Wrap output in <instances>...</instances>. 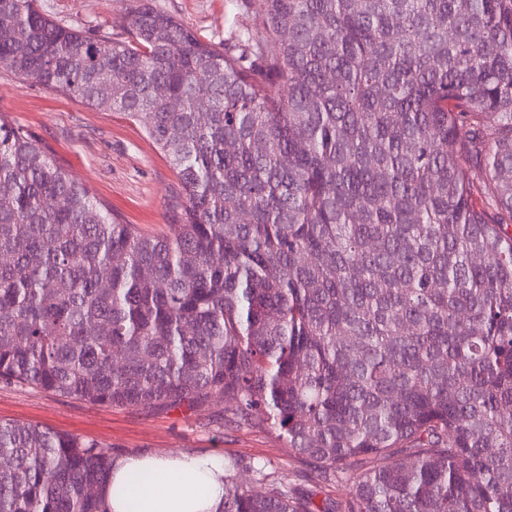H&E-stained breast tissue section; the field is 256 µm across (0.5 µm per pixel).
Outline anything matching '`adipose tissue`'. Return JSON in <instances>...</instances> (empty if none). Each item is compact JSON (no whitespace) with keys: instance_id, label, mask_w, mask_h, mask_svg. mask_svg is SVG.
<instances>
[{"instance_id":"obj_1","label":"adipose tissue","mask_w":512,"mask_h":512,"mask_svg":"<svg viewBox=\"0 0 512 512\" xmlns=\"http://www.w3.org/2000/svg\"><path fill=\"white\" fill-rule=\"evenodd\" d=\"M104 496L108 512H222L224 458L179 453L120 459Z\"/></svg>"}]
</instances>
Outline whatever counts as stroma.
Listing matches in <instances>:
<instances>
[{
  "instance_id": "stroma-1",
  "label": "stroma",
  "mask_w": 512,
  "mask_h": 512,
  "mask_svg": "<svg viewBox=\"0 0 512 512\" xmlns=\"http://www.w3.org/2000/svg\"><path fill=\"white\" fill-rule=\"evenodd\" d=\"M199 37L237 52L254 27L256 0H152ZM41 10L64 24L93 28L118 39L130 31L132 0H38ZM0 111L36 132L73 180L86 183L127 223L160 234L172 210L176 175L142 126L123 115L92 109L62 94L25 84L0 72ZM229 404L151 410L111 407L28 389L0 386V422L48 428L110 447L113 459L138 454H220L238 465L245 489L261 493L257 469L315 500L344 494L340 483L306 480L307 466L268 430L228 424Z\"/></svg>"
}]
</instances>
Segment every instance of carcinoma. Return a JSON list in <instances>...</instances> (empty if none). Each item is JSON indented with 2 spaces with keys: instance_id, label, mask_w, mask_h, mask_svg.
<instances>
[{
  "instance_id": "1",
  "label": "carcinoma",
  "mask_w": 512,
  "mask_h": 512,
  "mask_svg": "<svg viewBox=\"0 0 512 512\" xmlns=\"http://www.w3.org/2000/svg\"><path fill=\"white\" fill-rule=\"evenodd\" d=\"M259 5L235 56L151 0L129 40L0 0V71L140 123L178 187L148 234L0 112V385L226 398L347 486L227 459L223 512H512V0ZM112 463L1 422L0 512H106Z\"/></svg>"
}]
</instances>
